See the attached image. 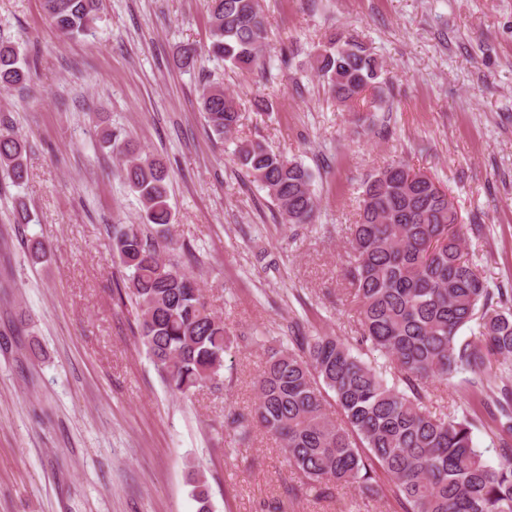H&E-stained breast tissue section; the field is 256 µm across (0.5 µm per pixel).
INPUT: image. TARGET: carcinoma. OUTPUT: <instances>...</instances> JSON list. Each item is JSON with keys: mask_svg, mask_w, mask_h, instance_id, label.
Returning a JSON list of instances; mask_svg holds the SVG:
<instances>
[{"mask_svg": "<svg viewBox=\"0 0 512 512\" xmlns=\"http://www.w3.org/2000/svg\"><path fill=\"white\" fill-rule=\"evenodd\" d=\"M43 7L57 32L75 38L91 29L99 0H43ZM208 25V56L241 71L266 70L268 17L260 0H209ZM200 56L186 43L174 59L190 67ZM312 69L341 107L354 108L369 92L372 103L383 101L376 54L353 36L329 40ZM31 80L29 63L0 32V87ZM199 109L212 136L237 131L238 104L223 87L206 89ZM101 144L121 161L143 212L141 225H112V259L127 271L117 294L134 301L141 344L171 391L188 397L220 378L231 338L195 270L163 255L173 245L166 162L110 130ZM25 152L21 136L0 132V171L16 186L28 177ZM235 160L282 223L312 222L318 200L302 163L257 140L240 142ZM459 224L448 194L426 173L393 162L365 181L345 268L356 345L315 333L265 349L251 409L227 421L241 442L258 428L281 445L286 466L300 477L289 493L326 496L347 485L366 499L390 497L402 512H512V287H489L463 258ZM145 225L154 235L144 234ZM466 329L471 336L464 338ZM356 347L383 361L364 360ZM455 377L502 441L497 468L474 442L483 418L438 415L427 406L434 383ZM328 392L335 418L325 407ZM191 481L198 512H212L204 476L193 469Z\"/></svg>", "mask_w": 512, "mask_h": 512, "instance_id": "1", "label": "carcinoma"}]
</instances>
